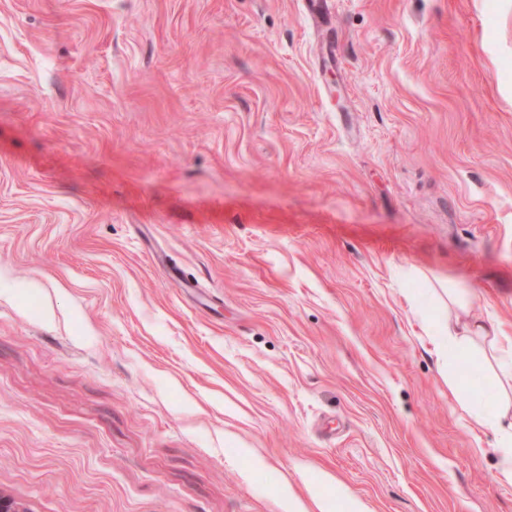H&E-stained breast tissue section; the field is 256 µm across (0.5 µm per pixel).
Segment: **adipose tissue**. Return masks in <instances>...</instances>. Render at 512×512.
<instances>
[{
    "label": "adipose tissue",
    "mask_w": 512,
    "mask_h": 512,
    "mask_svg": "<svg viewBox=\"0 0 512 512\" xmlns=\"http://www.w3.org/2000/svg\"><path fill=\"white\" fill-rule=\"evenodd\" d=\"M448 305L455 311V323L452 327L446 328L448 340L439 343V350L453 349L457 370L468 373L472 370V362L468 355L471 344L477 339L488 341L498 354V364L503 376L512 380V336L503 335L492 320L472 319L469 315L471 300L460 286L449 288ZM470 414L479 426L494 431L499 477L512 483V410L504 406L491 413L474 407L471 408Z\"/></svg>",
    "instance_id": "adipose-tissue-1"
}]
</instances>
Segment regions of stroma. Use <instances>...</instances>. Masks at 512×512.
<instances>
[{"label": "stroma", "mask_w": 512, "mask_h": 512, "mask_svg": "<svg viewBox=\"0 0 512 512\" xmlns=\"http://www.w3.org/2000/svg\"><path fill=\"white\" fill-rule=\"evenodd\" d=\"M305 2L0 0L28 512H512L435 350L443 279L512 336V0Z\"/></svg>", "instance_id": "1"}]
</instances>
